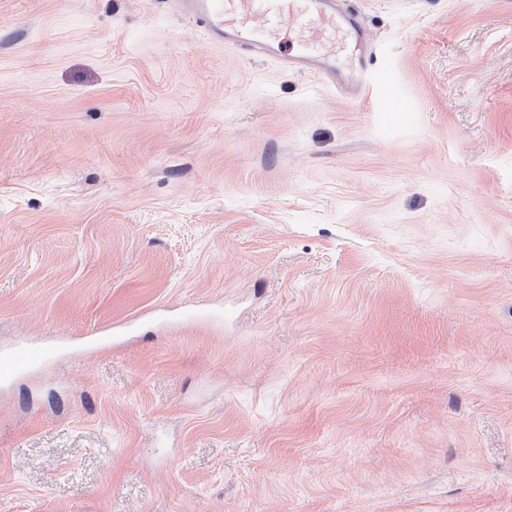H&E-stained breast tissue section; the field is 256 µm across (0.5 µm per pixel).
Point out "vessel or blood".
Masks as SVG:
<instances>
[{"instance_id": "obj_1", "label": "vessel or blood", "mask_w": 512, "mask_h": 512, "mask_svg": "<svg viewBox=\"0 0 512 512\" xmlns=\"http://www.w3.org/2000/svg\"><path fill=\"white\" fill-rule=\"evenodd\" d=\"M181 7L196 17L208 32L212 44L270 55L275 51L274 35L285 18H295L301 32L316 23L338 24L349 36L348 52L358 64L359 83L384 103L397 102L400 94L388 69L379 62L364 35L357 16L342 13L336 0H179ZM289 67L335 74L331 58L300 51L288 58ZM49 345L20 342L0 350V381L8 382L46 360Z\"/></svg>"}]
</instances>
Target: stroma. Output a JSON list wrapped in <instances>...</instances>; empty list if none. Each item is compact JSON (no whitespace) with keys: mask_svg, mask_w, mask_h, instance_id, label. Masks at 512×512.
Wrapping results in <instances>:
<instances>
[{"mask_svg":"<svg viewBox=\"0 0 512 512\" xmlns=\"http://www.w3.org/2000/svg\"><path fill=\"white\" fill-rule=\"evenodd\" d=\"M403 101L175 0H0V512H512V0H340ZM217 313L190 326L180 313ZM288 65L295 69L313 70L333 77L336 74V67L331 58L315 56L306 50H301L294 55L288 53ZM51 353L49 345L20 342L0 352V381L8 382L46 360Z\"/></svg>","mask_w":512,"mask_h":512,"instance_id":"1","label":"stroma"}]
</instances>
